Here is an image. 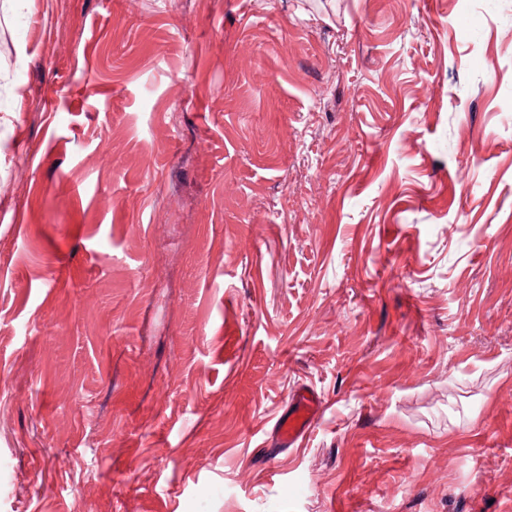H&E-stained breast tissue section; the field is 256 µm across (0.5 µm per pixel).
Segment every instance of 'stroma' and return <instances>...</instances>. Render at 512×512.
<instances>
[{
	"mask_svg": "<svg viewBox=\"0 0 512 512\" xmlns=\"http://www.w3.org/2000/svg\"><path fill=\"white\" fill-rule=\"evenodd\" d=\"M0 512H512V0L0 13ZM293 407L287 415L277 421V437L284 446H293L307 435L312 428L321 407V399L307 388L293 396Z\"/></svg>",
	"mask_w": 512,
	"mask_h": 512,
	"instance_id": "stroma-1",
	"label": "stroma"
}]
</instances>
